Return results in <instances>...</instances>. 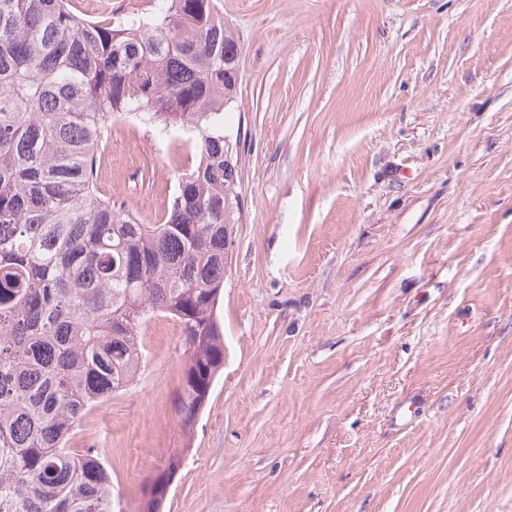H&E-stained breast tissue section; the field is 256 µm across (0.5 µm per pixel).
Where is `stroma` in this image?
<instances>
[{
	"instance_id": "35a3bbf8",
	"label": "stroma",
	"mask_w": 512,
	"mask_h": 512,
	"mask_svg": "<svg viewBox=\"0 0 512 512\" xmlns=\"http://www.w3.org/2000/svg\"><path fill=\"white\" fill-rule=\"evenodd\" d=\"M243 45L224 369L191 438L174 319L67 442L137 512H512V0H217ZM100 194L146 224L196 159L115 119ZM175 453L176 452H173L169 456V458L173 454H175ZM169 458H168V461H169ZM168 461H167L166 466L164 467V469L162 471H160L158 474H156L153 478H151L149 480V482H148V492H147V494H145V496L142 498V500L140 502L139 511L146 512V511H142V510H144V508H146V503L150 499H152V498L158 499L162 504H163L164 500L166 499V496H167V493L169 491V487L171 485L172 479L174 478L173 475L175 476L176 473L180 470V467H181V464H180L179 467L172 473L170 468H169V462ZM171 477H173V478L171 479ZM155 487L159 488V490L153 496L152 492H153V489Z\"/></svg>"
}]
</instances>
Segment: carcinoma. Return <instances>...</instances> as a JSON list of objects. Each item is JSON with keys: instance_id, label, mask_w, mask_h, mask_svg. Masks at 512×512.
<instances>
[{"instance_id": "cac0c4a2", "label": "carcinoma", "mask_w": 512, "mask_h": 512, "mask_svg": "<svg viewBox=\"0 0 512 512\" xmlns=\"http://www.w3.org/2000/svg\"><path fill=\"white\" fill-rule=\"evenodd\" d=\"M240 39L215 0L90 20L71 0H0V512H116L112 479L66 441L124 390L155 313L180 322L183 430L224 367V224L241 211L224 142ZM190 135L164 220L99 194L112 118Z\"/></svg>"}]
</instances>
